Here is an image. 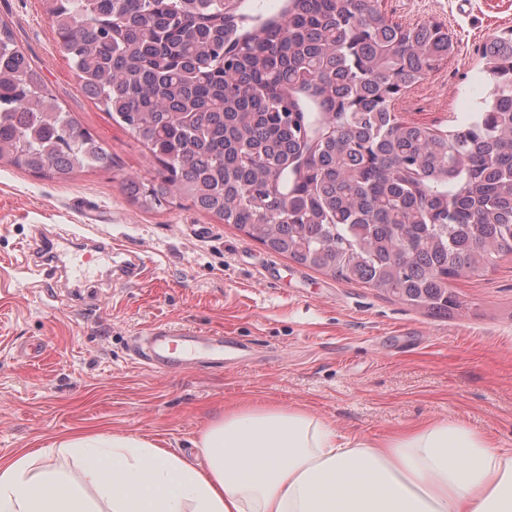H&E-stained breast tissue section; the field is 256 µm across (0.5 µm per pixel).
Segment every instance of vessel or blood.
I'll return each instance as SVG.
<instances>
[{
	"label": "vessel or blood",
	"instance_id": "vessel-or-blood-1",
	"mask_svg": "<svg viewBox=\"0 0 512 512\" xmlns=\"http://www.w3.org/2000/svg\"><path fill=\"white\" fill-rule=\"evenodd\" d=\"M72 245L69 239L42 240L38 256L31 266L36 286L50 293L61 273L82 271V264L64 259L65 254L71 253ZM142 267L141 258L128 253L119 261H114L111 276L113 280L129 283L140 275ZM228 357L236 362L244 361L245 345L238 343L235 337L220 332L203 336L195 327L172 324H159L150 328L134 354L139 363L157 371L185 368L197 364L201 359L220 365Z\"/></svg>",
	"mask_w": 512,
	"mask_h": 512
}]
</instances>
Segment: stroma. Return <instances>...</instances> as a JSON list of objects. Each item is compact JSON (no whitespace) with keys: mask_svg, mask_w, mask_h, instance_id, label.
<instances>
[{"mask_svg":"<svg viewBox=\"0 0 512 512\" xmlns=\"http://www.w3.org/2000/svg\"><path fill=\"white\" fill-rule=\"evenodd\" d=\"M404 25L442 22L455 50L398 102L400 116L446 128L468 115L485 82L479 59L512 29V0H380ZM0 19L76 121L112 157L66 182L0 167V458L69 432L133 430L178 453L225 404L297 406L344 433L376 438L450 419L512 448V255L453 281L463 309L433 316L288 257L191 208L147 213L120 188L148 175L131 132L83 94L40 0H0ZM112 235L145 262L143 278L62 282L40 292L27 270L38 233ZM161 323L237 337L244 363L155 372L133 339Z\"/></svg>","mask_w":512,"mask_h":512,"instance_id":"35a3bbf8","label":"stroma"}]
</instances>
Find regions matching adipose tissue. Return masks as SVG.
<instances>
[{
  "mask_svg": "<svg viewBox=\"0 0 512 512\" xmlns=\"http://www.w3.org/2000/svg\"><path fill=\"white\" fill-rule=\"evenodd\" d=\"M194 445L200 457L115 431L19 449L0 459V512H512V448L446 419L372 440L244 400Z\"/></svg>",
  "mask_w": 512,
  "mask_h": 512,
  "instance_id": "obj_1",
  "label": "adipose tissue"
}]
</instances>
